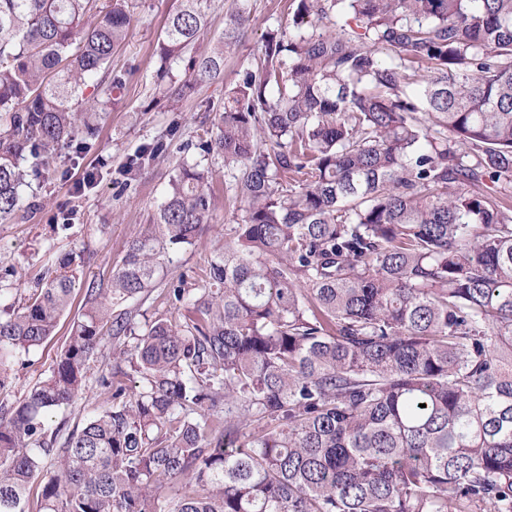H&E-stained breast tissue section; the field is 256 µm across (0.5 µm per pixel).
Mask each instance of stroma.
I'll list each match as a JSON object with an SVG mask.
<instances>
[{
    "mask_svg": "<svg viewBox=\"0 0 512 512\" xmlns=\"http://www.w3.org/2000/svg\"><path fill=\"white\" fill-rule=\"evenodd\" d=\"M285 4L286 0H209V26L196 42V51L215 43L225 19L239 7H247L249 20L239 45L224 55L223 80L202 86L173 112L166 107L162 93L171 78L185 77L188 61L177 60L164 71L154 54L171 0H135L128 38L112 55L113 69L129 71L130 77L101 114L95 147L76 162L59 158L50 179L32 180L25 193L36 204L34 219L0 223V286L5 289L1 303L21 305L35 279L67 255L81 261L86 280L108 285L129 243L143 233L169 179L182 163L195 162V154L180 151V142L195 138L209 126L213 109L223 106L226 93L244 72L254 68L267 32L288 28L291 18ZM173 126L179 129L175 140L154 159L142 179L125 183L121 168L126 159L142 145L165 136ZM89 170L96 171V183L74 189V177ZM212 171L218 203L211 224L195 246L173 252L167 278L193 280L223 246L225 228L241 217L242 204L234 196L231 172L219 159L214 160ZM63 210L71 211L72 227L57 234L54 219ZM84 309L85 292L79 289L60 319L57 334L12 365L0 387V409L11 408L49 374L73 319ZM107 364V357L102 355L91 361L86 391L74 404L50 411L46 416L48 428L73 430L102 405L104 397L97 379Z\"/></svg>",
    "mask_w": 512,
    "mask_h": 512,
    "instance_id": "stroma-1",
    "label": "stroma"
}]
</instances>
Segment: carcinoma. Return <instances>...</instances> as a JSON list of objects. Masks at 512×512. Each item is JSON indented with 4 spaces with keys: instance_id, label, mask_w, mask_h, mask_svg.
I'll return each mask as SVG.
<instances>
[{
    "instance_id": "1",
    "label": "carcinoma",
    "mask_w": 512,
    "mask_h": 512,
    "mask_svg": "<svg viewBox=\"0 0 512 512\" xmlns=\"http://www.w3.org/2000/svg\"><path fill=\"white\" fill-rule=\"evenodd\" d=\"M132 8L0 0L1 222L26 210L27 178L96 143L126 85L111 58ZM206 9L176 0L160 67ZM288 9L292 29L267 34L180 145L222 158L244 203L193 283L161 273L212 219L200 161L169 180L108 287L69 258L4 309L0 386L86 288L50 374L0 413V512H25L36 482L40 512H512V0ZM245 21L190 58L171 109L224 74ZM166 149L143 145L125 181ZM157 289L186 314L141 319ZM105 339L106 405L47 433Z\"/></svg>"
}]
</instances>
